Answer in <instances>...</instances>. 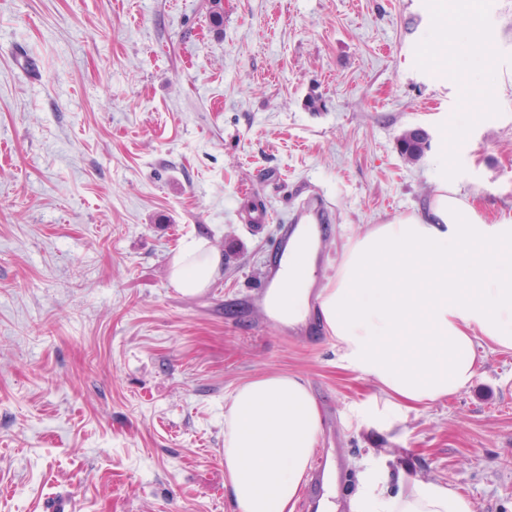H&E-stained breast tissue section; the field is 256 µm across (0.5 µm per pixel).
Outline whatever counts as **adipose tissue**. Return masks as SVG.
<instances>
[{"label":"adipose tissue","mask_w":512,"mask_h":512,"mask_svg":"<svg viewBox=\"0 0 512 512\" xmlns=\"http://www.w3.org/2000/svg\"><path fill=\"white\" fill-rule=\"evenodd\" d=\"M311 241H293L268 307L295 324L308 312ZM220 252L194 242L169 278L187 294L219 272ZM318 315L349 368L377 381L381 405L363 413L389 430L407 404L463 390L477 372V341L512 350V224L484 223L451 184L424 209L373 224L347 247L318 294ZM314 396L298 377L273 373L238 386L224 415V486L235 512H294L322 432ZM351 512H475L448 485L400 477L397 492L369 488Z\"/></svg>","instance_id":"obj_1"}]
</instances>
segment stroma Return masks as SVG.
<instances>
[{
    "label": "stroma",
    "instance_id": "35a3bbf8",
    "mask_svg": "<svg viewBox=\"0 0 512 512\" xmlns=\"http://www.w3.org/2000/svg\"><path fill=\"white\" fill-rule=\"evenodd\" d=\"M444 11L480 17L478 97L436 40ZM416 128L430 147L410 163ZM445 181L512 224V0H0V512L55 492L82 512H233L224 413L278 372L335 424L353 488L403 471L512 512V351L480 343L464 390L382 431L357 417L380 385L335 340L249 301L308 192L332 209L320 288ZM198 240L224 267L190 295L168 270ZM413 132L425 140L419 139L417 136H411L409 132L404 133L398 140L401 155L411 163L418 161L429 146L428 141H426L428 134L425 130L418 128L414 129Z\"/></svg>",
    "mask_w": 512,
    "mask_h": 512
}]
</instances>
